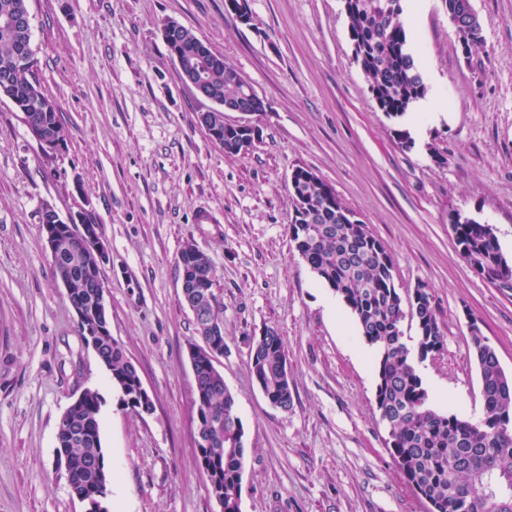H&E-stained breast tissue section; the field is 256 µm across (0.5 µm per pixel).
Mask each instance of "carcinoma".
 <instances>
[{"mask_svg":"<svg viewBox=\"0 0 512 512\" xmlns=\"http://www.w3.org/2000/svg\"><path fill=\"white\" fill-rule=\"evenodd\" d=\"M402 0H343L354 57L366 75L381 111L401 118L424 99L428 87L416 64L402 20ZM456 35L481 31L472 0H441ZM28 0H0V100L30 113L42 137L65 140L58 102L47 96L36 77L32 29L22 25ZM170 51L183 68L203 66L204 93L217 111L261 112L263 101L248 92L249 81L221 55L213 54L192 32L175 21L164 30ZM308 180L289 185L299 217L289 225L291 240L319 280L338 296L360 336L373 349L376 371L375 404L388 432V448L397 467L431 512H512V375L503 370L495 349L479 328L471 331V351L478 365L484 416L479 422L441 413L429 402L418 360L444 346L433 297L424 285L402 298L394 282L388 249L366 226L355 221L331 186L315 173L297 168ZM452 230L459 254L492 284H512V260L501 250L490 224L457 215ZM97 229L80 237L60 235L54 267L71 285L68 300L79 308L82 333H98L96 353L109 372L118 404L138 415L153 401L140 399L137 367L112 337L101 296V261L96 255ZM179 257L200 260L210 293L194 284L193 272H182L183 299L193 312L201 342L192 343L190 357L196 386V424L209 441L198 448L209 484L223 496V512H241V479L245 461V430L236 413L235 397L215 363L224 356L223 309L213 292L215 270L209 257L192 244ZM410 321L417 335L407 336ZM287 355L273 328L250 352V372L263 383L269 402L280 409L293 406L286 377ZM102 396L87 389L63 412L66 424L57 435V454L69 460L71 493L107 491L109 470L100 437Z\"/></svg>","mask_w":512,"mask_h":512,"instance_id":"1","label":"carcinoma"}]
</instances>
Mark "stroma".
<instances>
[{"label":"stroma","mask_w":512,"mask_h":512,"mask_svg":"<svg viewBox=\"0 0 512 512\" xmlns=\"http://www.w3.org/2000/svg\"><path fill=\"white\" fill-rule=\"evenodd\" d=\"M472 4L482 42L465 56L440 0H403L429 93L393 119L354 60L342 0H247L250 27L225 0H28L36 75L67 139L43 151L0 100V512H82L56 432L87 389L104 399L112 512H220L196 459L197 332L177 266L189 244L209 256L224 311L218 368L245 428L242 512H428L387 447L371 349L290 238L288 180L313 170L390 251L400 293L429 288L445 336L419 367L430 403L482 417L471 330L512 374V289L461 259L451 219L493 225L512 258V0ZM167 20L263 100L264 111L224 115L259 128L248 152L209 139L199 122L209 103L181 79ZM47 207L97 224L110 329L152 414L119 407L81 334L43 237ZM204 211L213 223H198ZM267 328L288 355L287 411L250 373L252 341Z\"/></svg>","instance_id":"35a3bbf8"}]
</instances>
